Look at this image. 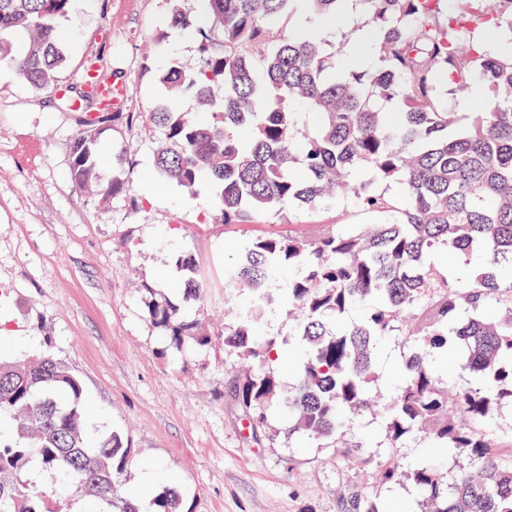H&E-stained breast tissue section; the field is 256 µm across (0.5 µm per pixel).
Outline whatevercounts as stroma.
Wrapping results in <instances>:
<instances>
[{
    "mask_svg": "<svg viewBox=\"0 0 512 512\" xmlns=\"http://www.w3.org/2000/svg\"><path fill=\"white\" fill-rule=\"evenodd\" d=\"M64 95L22 82L0 63V358L53 353L82 380L91 435L114 430L130 452L122 489L140 499L175 488L183 512H341L355 477L334 449L271 442L247 426L231 392L237 365L224 333L252 295L224 285V267L256 236L316 238L374 223L348 198L324 211L293 209L255 224H215L151 166L162 139L148 115L164 93L157 72L198 64L196 41L168 25L166 0H76ZM166 32L155 45L157 32ZM101 56L124 81V109L141 113L135 127L105 123L99 167L117 170L112 150L133 148L126 189L107 200L71 179L81 114L74 98L84 62ZM195 255L206 295L198 312L211 336L203 348L175 349L150 321L152 300L180 303L184 274L175 260ZM410 350L404 337L383 344L378 390L399 382Z\"/></svg>",
    "mask_w": 512,
    "mask_h": 512,
    "instance_id": "35a3bbf8",
    "label": "stroma"
}]
</instances>
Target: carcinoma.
<instances>
[{
  "label": "carcinoma",
  "mask_w": 512,
  "mask_h": 512,
  "mask_svg": "<svg viewBox=\"0 0 512 512\" xmlns=\"http://www.w3.org/2000/svg\"><path fill=\"white\" fill-rule=\"evenodd\" d=\"M74 2L0 0V61L37 88L54 87L69 62L60 31ZM308 2L317 18L338 16L341 0ZM359 2L375 37L377 63L369 69L341 68L326 42L283 34L294 0H207L203 23L169 0L170 26L200 37L202 65L175 63L156 75L165 103L149 119L164 142L152 166L192 197L209 183L210 209L224 224H252L287 208L327 209L341 194L368 213L395 214L313 239L246 242L224 270L225 286L250 290L254 302L224 335V348L247 365L235 375L234 398L254 427L269 426L276 405L288 415V438L330 441L349 463L341 436L348 417L371 409L376 348L404 335L415 351L385 404V440L398 448L423 436L448 451L455 476L431 460L405 470L379 456L361 466L379 486L412 484L418 498L409 512H512V430L488 427L496 409L512 406V54L477 49L481 37L505 27L512 42V0H493L487 11L459 0L443 20L440 0ZM476 81L490 93L482 111H449L438 88L456 95ZM184 96L198 109L175 108ZM79 99L87 106L71 177L108 197L123 183L103 182L97 128L118 113L101 109L92 90ZM298 104L320 117L308 136L297 130ZM438 252L459 261L478 252L483 263L471 279L453 280L434 263ZM202 295L203 285L185 277L182 300ZM277 304L297 322L299 374L288 382L269 368L278 338L257 333L265 309ZM353 311L360 315L350 321ZM149 314L177 348L210 343L199 321L167 302L150 305ZM449 351L470 384L448 388L427 362ZM2 419L10 429L0 432V512H63L23 480L34 462L93 509L182 512L173 488L146 504L118 493L128 446L114 430L87 435L82 383L53 354L0 360ZM341 509L380 512L358 484Z\"/></svg>",
  "instance_id": "1"
}]
</instances>
